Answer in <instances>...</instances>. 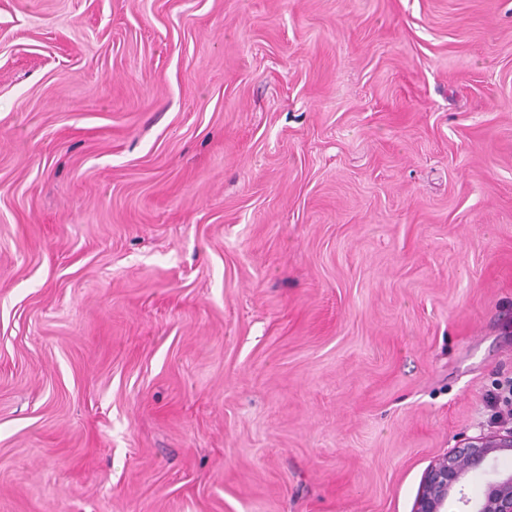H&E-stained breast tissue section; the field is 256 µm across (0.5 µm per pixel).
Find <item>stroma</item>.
<instances>
[{
	"label": "stroma",
	"instance_id": "1",
	"mask_svg": "<svg viewBox=\"0 0 512 512\" xmlns=\"http://www.w3.org/2000/svg\"><path fill=\"white\" fill-rule=\"evenodd\" d=\"M512 377V0H0V512H412Z\"/></svg>",
	"mask_w": 512,
	"mask_h": 512
}]
</instances>
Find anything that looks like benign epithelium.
Here are the masks:
<instances>
[{
	"label": "benign epithelium",
	"mask_w": 512,
	"mask_h": 512,
	"mask_svg": "<svg viewBox=\"0 0 512 512\" xmlns=\"http://www.w3.org/2000/svg\"><path fill=\"white\" fill-rule=\"evenodd\" d=\"M512 452V429L466 439L427 471L413 512H512V472L486 483L481 495L464 492L463 480L485 471L490 455Z\"/></svg>",
	"instance_id": "7a95c632"
}]
</instances>
